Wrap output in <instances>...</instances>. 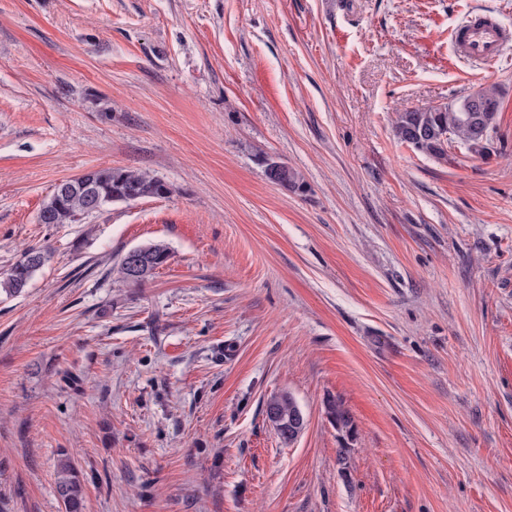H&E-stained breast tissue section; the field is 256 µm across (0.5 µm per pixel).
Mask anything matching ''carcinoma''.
I'll return each mask as SVG.
<instances>
[{
  "mask_svg": "<svg viewBox=\"0 0 512 512\" xmlns=\"http://www.w3.org/2000/svg\"><path fill=\"white\" fill-rule=\"evenodd\" d=\"M498 108L495 91L481 88L445 104L398 113L394 123L395 136L414 150L438 160L448 158V151L452 149L485 158L493 152ZM265 174L270 181L293 191L306 189L301 174L283 163L266 162ZM172 193V185L143 171L112 167L92 169L55 184L45 197L39 214L45 224H75L92 215L94 204L104 209L117 202L127 203L144 197L166 198ZM139 250L144 268L138 279L129 280L124 260L118 263L121 279L134 286L149 280L170 258V249L161 242L142 245ZM50 258L51 253L46 247L26 249L0 279V294L13 297L24 292ZM272 405L282 414L281 422L288 423V413L295 410L293 401L286 396L274 395L265 402L267 408ZM324 407L332 425L341 427L348 436L353 433L352 417L341 400L329 396ZM56 491L64 512H84L85 485L74 460L67 453L61 454L58 460Z\"/></svg>",
  "mask_w": 512,
  "mask_h": 512,
  "instance_id": "carcinoma-1",
  "label": "carcinoma"
}]
</instances>
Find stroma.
I'll use <instances>...</instances> for the list:
<instances>
[{
  "mask_svg": "<svg viewBox=\"0 0 512 512\" xmlns=\"http://www.w3.org/2000/svg\"><path fill=\"white\" fill-rule=\"evenodd\" d=\"M473 8L512 23V0H0V273L53 252L0 297V512H62V448L85 512H512V48L452 55ZM482 88L491 157L396 138ZM105 167L173 192L39 223ZM265 174L266 177L281 186L288 187L293 191L304 192L306 184L301 174L295 169L285 165L284 163L276 164L275 161H266L265 163ZM137 249L143 252L142 261L145 266L142 270V275L140 276L142 268L141 257L139 253L136 252L135 248L131 249L129 253L128 272L131 279H136L140 276L138 279L130 281L128 278L127 270L124 266V257L127 252L121 256L118 263V273L121 279L134 286L142 285L149 280L155 270L163 266L171 256L168 246L161 242L148 243L138 246ZM51 258L47 247L31 246L10 265L3 279H0V294L18 296L31 284L35 274ZM274 404H276L275 405L276 408L282 414L281 422L284 423L283 425L285 426V429L283 431H281L280 433H278V435L280 436V438L282 439V441L284 443L290 444L291 440H290V438H288V436H292L291 438L294 441L305 430V427H306L305 416L302 413L295 415L293 417V422L290 427V430H288V413L295 410L293 401L290 398H288L287 396H280V398H279L278 395H274V396L272 395L270 398H267V400L264 404V406H265L264 412L266 414V417L268 414L267 408ZM286 432H288V435L286 434ZM326 415L334 426H340L341 431L347 436L353 433V421L349 411L344 407L341 400L335 397H327L324 402Z\"/></svg>",
  "mask_w": 512,
  "mask_h": 512,
  "instance_id": "obj_1",
  "label": "stroma"
}]
</instances>
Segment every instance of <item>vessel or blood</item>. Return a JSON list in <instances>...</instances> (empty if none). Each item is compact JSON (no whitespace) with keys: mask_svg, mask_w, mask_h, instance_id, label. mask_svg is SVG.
I'll return each instance as SVG.
<instances>
[{"mask_svg":"<svg viewBox=\"0 0 512 512\" xmlns=\"http://www.w3.org/2000/svg\"><path fill=\"white\" fill-rule=\"evenodd\" d=\"M512 43V29L504 26L491 12L469 14L462 25L448 34L454 55L467 59L479 69L493 67Z\"/></svg>","mask_w":512,"mask_h":512,"instance_id":"1","label":"vessel or blood"}]
</instances>
